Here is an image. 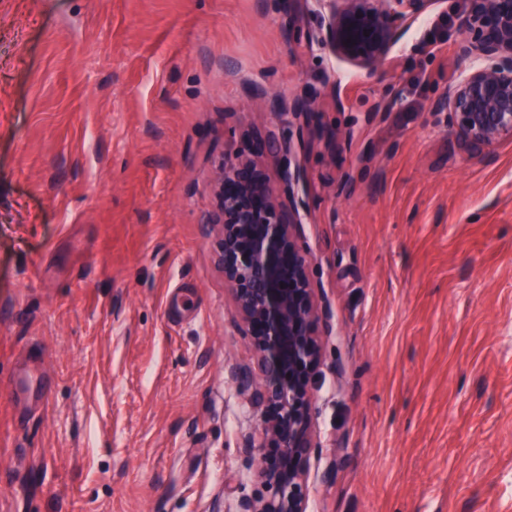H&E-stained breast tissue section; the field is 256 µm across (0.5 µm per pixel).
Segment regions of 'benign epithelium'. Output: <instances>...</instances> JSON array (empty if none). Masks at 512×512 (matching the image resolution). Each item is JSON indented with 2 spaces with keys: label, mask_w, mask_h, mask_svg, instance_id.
<instances>
[{
  "label": "benign epithelium",
  "mask_w": 512,
  "mask_h": 512,
  "mask_svg": "<svg viewBox=\"0 0 512 512\" xmlns=\"http://www.w3.org/2000/svg\"><path fill=\"white\" fill-rule=\"evenodd\" d=\"M324 42L331 53L360 68L382 65L405 26L435 0H324ZM457 54L466 67L435 103L448 113V134L471 157L512 141V0H464ZM288 126L304 137L313 97L278 105ZM291 145L254 136L251 154L224 155L215 175L218 209L207 218L218 265L250 339L251 363L232 366L229 378L249 392L247 412L262 441L244 436L249 465L265 493L225 512H307L309 464L319 448L312 427V396L320 376L322 337L329 313L310 274L309 251L297 208L278 201L260 159L289 153ZM301 178L291 160L281 168L288 194Z\"/></svg>",
  "instance_id": "obj_1"
}]
</instances>
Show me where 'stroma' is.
Returning a JSON list of instances; mask_svg holds the SVG:
<instances>
[{
  "label": "stroma",
  "instance_id": "stroma-1",
  "mask_svg": "<svg viewBox=\"0 0 512 512\" xmlns=\"http://www.w3.org/2000/svg\"><path fill=\"white\" fill-rule=\"evenodd\" d=\"M435 0L369 71L322 0H0V512H211L254 496L251 363L204 216L288 126L332 312L308 512H512V141L469 157ZM276 105L281 111L280 114L286 118L288 127H295L297 137L302 140L305 127L308 125V117L313 114L317 108V100L313 97L297 98L288 102V107L281 105L276 101Z\"/></svg>",
  "mask_w": 512,
  "mask_h": 512
}]
</instances>
